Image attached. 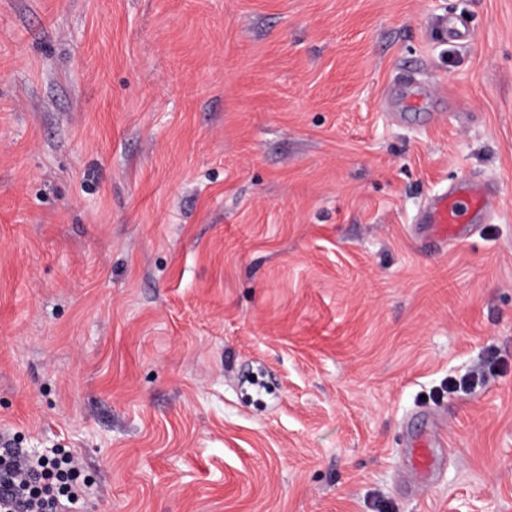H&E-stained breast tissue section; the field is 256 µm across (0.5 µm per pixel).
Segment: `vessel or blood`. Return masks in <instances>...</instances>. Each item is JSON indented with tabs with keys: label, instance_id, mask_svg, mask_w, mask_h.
I'll return each instance as SVG.
<instances>
[{
	"label": "vessel or blood",
	"instance_id": "1",
	"mask_svg": "<svg viewBox=\"0 0 512 512\" xmlns=\"http://www.w3.org/2000/svg\"><path fill=\"white\" fill-rule=\"evenodd\" d=\"M494 205V197L480 185L469 181H459L452 189L436 196L420 217L425 224L427 238L440 244L457 243L467 237L468 219L487 215ZM440 439L437 430H430L416 436L412 442L413 466L426 471L433 465L429 454Z\"/></svg>",
	"mask_w": 512,
	"mask_h": 512
}]
</instances>
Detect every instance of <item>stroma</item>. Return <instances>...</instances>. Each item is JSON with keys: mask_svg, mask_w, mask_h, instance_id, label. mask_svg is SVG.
<instances>
[{"mask_svg": "<svg viewBox=\"0 0 512 512\" xmlns=\"http://www.w3.org/2000/svg\"><path fill=\"white\" fill-rule=\"evenodd\" d=\"M10 438L86 512H512V0H0ZM494 196L471 180H461L451 190L436 196L419 219L426 225L427 239L442 245L464 241L468 220L486 216L492 210ZM465 217L467 220L464 222ZM440 436L439 431L431 429L414 438L410 448H414L413 466L416 470L427 471L433 466V460L428 448H433L438 443Z\"/></svg>", "mask_w": 512, "mask_h": 512, "instance_id": "35a3bbf8", "label": "stroma"}]
</instances>
